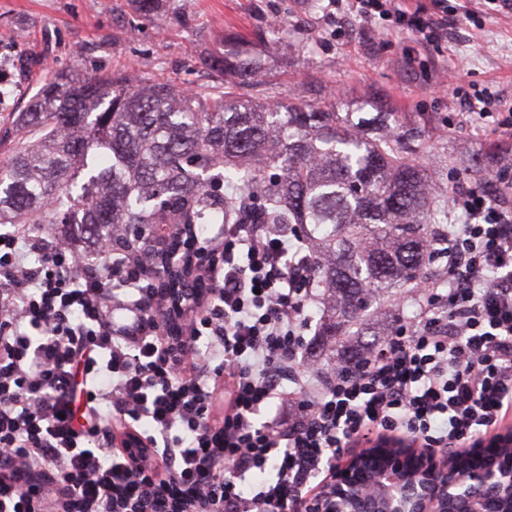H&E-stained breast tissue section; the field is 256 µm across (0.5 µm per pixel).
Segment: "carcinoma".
Segmentation results:
<instances>
[{
  "label": "carcinoma",
  "instance_id": "cac0c4a2",
  "mask_svg": "<svg viewBox=\"0 0 512 512\" xmlns=\"http://www.w3.org/2000/svg\"><path fill=\"white\" fill-rule=\"evenodd\" d=\"M214 68L234 83L259 72L242 43ZM406 112L242 99L223 87L49 73L0 143V224H49L76 252L127 254L144 288H184L190 246L210 224H292L322 308L316 346L358 366L383 337L360 339L369 308L438 259L448 207L414 154ZM184 227L177 275L147 240Z\"/></svg>",
  "mask_w": 512,
  "mask_h": 512
}]
</instances>
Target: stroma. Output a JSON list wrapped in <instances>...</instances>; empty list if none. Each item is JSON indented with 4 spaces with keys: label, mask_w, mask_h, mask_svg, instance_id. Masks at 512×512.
Here are the masks:
<instances>
[{
    "label": "stroma",
    "mask_w": 512,
    "mask_h": 512,
    "mask_svg": "<svg viewBox=\"0 0 512 512\" xmlns=\"http://www.w3.org/2000/svg\"><path fill=\"white\" fill-rule=\"evenodd\" d=\"M472 18H465L466 9ZM273 41H256L274 18ZM377 20L364 32L355 17L337 20L329 0H156L144 15L139 0H0V128L26 108L48 71L79 64L88 76L133 74L186 89L217 83L209 62L225 39L255 46L266 85L246 88L254 101L275 95L315 104L336 100L340 112L378 92L393 111L430 120L419 161L440 193L475 185V169L496 164L512 182V137L473 120L464 94L481 89L512 103V13L490 0H448V41L424 47L420 37L385 36Z\"/></svg>",
    "instance_id": "obj_1"
}]
</instances>
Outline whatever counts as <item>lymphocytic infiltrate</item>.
Returning a JSON list of instances; mask_svg holds the SVG:
<instances>
[{"label": "lymphocytic infiltrate", "instance_id": "lymphocytic-infiltrate-1", "mask_svg": "<svg viewBox=\"0 0 512 512\" xmlns=\"http://www.w3.org/2000/svg\"><path fill=\"white\" fill-rule=\"evenodd\" d=\"M433 6L336 10L437 45L448 8ZM452 206L464 221L441 236L447 291L420 281L418 320L336 374L298 358L314 283L298 236L225 225L176 344L137 303L115 330L104 255L56 241L32 266L28 225L0 234V512H309L336 458L372 435L430 452L495 441L512 422V207L476 188ZM143 421L141 448L120 446Z\"/></svg>", "mask_w": 512, "mask_h": 512}]
</instances>
